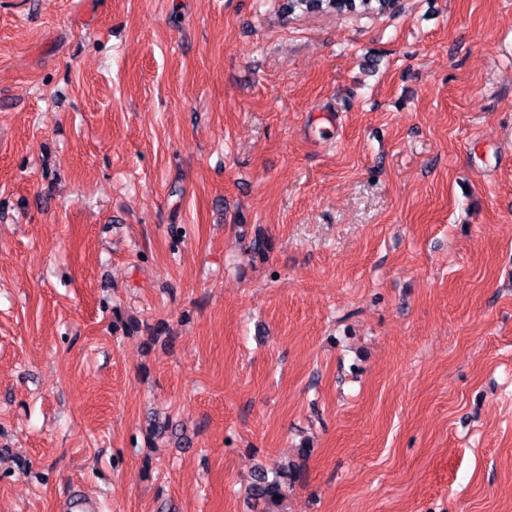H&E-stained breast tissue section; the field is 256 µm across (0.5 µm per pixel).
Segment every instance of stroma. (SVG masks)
<instances>
[{"mask_svg": "<svg viewBox=\"0 0 512 512\" xmlns=\"http://www.w3.org/2000/svg\"><path fill=\"white\" fill-rule=\"evenodd\" d=\"M285 2L0 0V512H512V0ZM392 0H287L288 12L307 14L329 12L344 14L347 12H383L390 9ZM291 478L288 474L279 473L271 478L267 472L262 470L255 474V479L249 488L252 495L257 499H262L266 504L264 512H281L284 499L290 488Z\"/></svg>", "mask_w": 512, "mask_h": 512, "instance_id": "stroma-1", "label": "stroma"}]
</instances>
